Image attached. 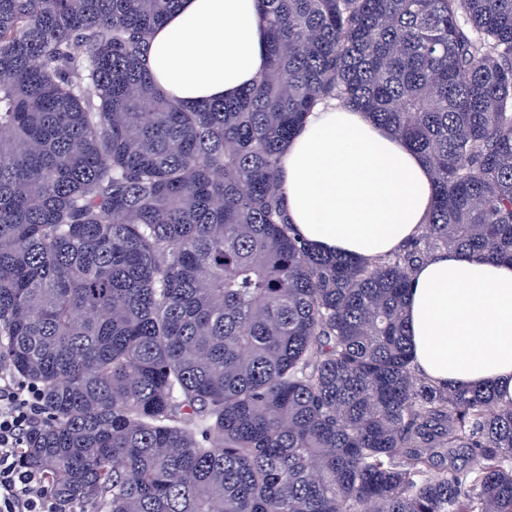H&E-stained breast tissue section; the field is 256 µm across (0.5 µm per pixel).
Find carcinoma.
Wrapping results in <instances>:
<instances>
[{
    "instance_id": "cac0c4a2",
    "label": "carcinoma",
    "mask_w": 512,
    "mask_h": 512,
    "mask_svg": "<svg viewBox=\"0 0 512 512\" xmlns=\"http://www.w3.org/2000/svg\"><path fill=\"white\" fill-rule=\"evenodd\" d=\"M181 2L0 0L23 460L60 512H512V402L415 379L405 317L435 253L512 260V0H258L268 69L193 109L149 66ZM331 100L433 171L401 250L294 233L281 157Z\"/></svg>"
}]
</instances>
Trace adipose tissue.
<instances>
[{"label": "adipose tissue", "instance_id": "ef3b65f1", "mask_svg": "<svg viewBox=\"0 0 512 512\" xmlns=\"http://www.w3.org/2000/svg\"><path fill=\"white\" fill-rule=\"evenodd\" d=\"M257 0H182L157 28L158 86L192 108L232 99L266 66ZM281 181L296 233L328 253L371 258L419 234L434 175L366 113L318 105L283 154ZM406 318L419 374L439 385H490L512 401V263L436 253L410 274Z\"/></svg>", "mask_w": 512, "mask_h": 512}]
</instances>
